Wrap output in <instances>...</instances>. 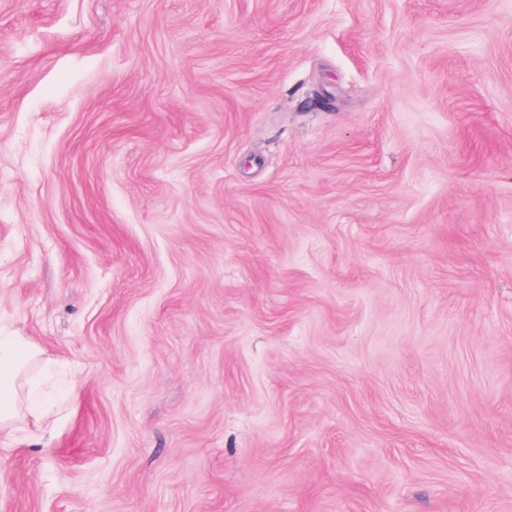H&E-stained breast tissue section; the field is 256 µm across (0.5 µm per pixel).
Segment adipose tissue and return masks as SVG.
<instances>
[{
	"instance_id": "obj_1",
	"label": "adipose tissue",
	"mask_w": 512,
	"mask_h": 512,
	"mask_svg": "<svg viewBox=\"0 0 512 512\" xmlns=\"http://www.w3.org/2000/svg\"><path fill=\"white\" fill-rule=\"evenodd\" d=\"M38 346L19 336H0V433L17 431L22 372L39 356Z\"/></svg>"
}]
</instances>
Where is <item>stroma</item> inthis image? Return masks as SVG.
I'll use <instances>...</instances> for the list:
<instances>
[{
	"instance_id": "35a3bbf8",
	"label": "stroma",
	"mask_w": 512,
	"mask_h": 512,
	"mask_svg": "<svg viewBox=\"0 0 512 512\" xmlns=\"http://www.w3.org/2000/svg\"><path fill=\"white\" fill-rule=\"evenodd\" d=\"M0 512H512V0H0ZM40 355L38 346L20 336H0V435H14L19 429L20 377Z\"/></svg>"
}]
</instances>
